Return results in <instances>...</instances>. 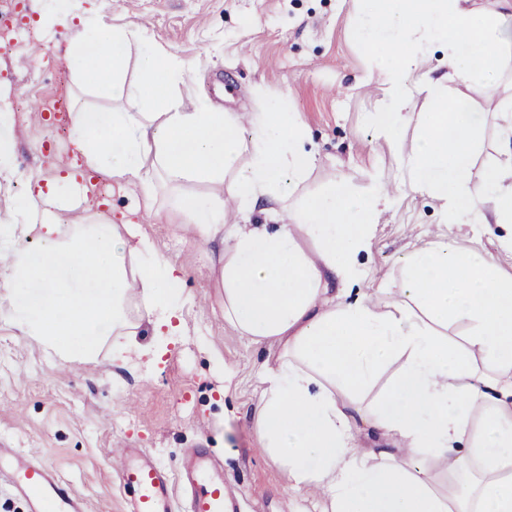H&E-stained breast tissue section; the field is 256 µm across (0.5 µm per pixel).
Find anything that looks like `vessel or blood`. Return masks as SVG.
Returning a JSON list of instances; mask_svg holds the SVG:
<instances>
[{
  "instance_id": "obj_1",
  "label": "vessel or blood",
  "mask_w": 512,
  "mask_h": 512,
  "mask_svg": "<svg viewBox=\"0 0 512 512\" xmlns=\"http://www.w3.org/2000/svg\"><path fill=\"white\" fill-rule=\"evenodd\" d=\"M128 497V512H173V490L182 488L188 512H233L224 476L210 462L186 451L176 468L138 448L123 449L110 465ZM0 477L10 480L28 512H86L72 486L44 461L21 455L0 438Z\"/></svg>"
}]
</instances>
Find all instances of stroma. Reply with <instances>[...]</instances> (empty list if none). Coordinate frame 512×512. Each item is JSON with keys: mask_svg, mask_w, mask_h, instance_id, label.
<instances>
[{"mask_svg": "<svg viewBox=\"0 0 512 512\" xmlns=\"http://www.w3.org/2000/svg\"><path fill=\"white\" fill-rule=\"evenodd\" d=\"M108 24L139 26L148 42L165 46L189 68L195 95L227 112L266 111L282 101L310 129L320 166L307 191L350 179L364 190L370 176L400 185L377 221L363 286L399 290L403 259L439 232L438 204L406 187L400 155L369 122L389 102L386 76L365 53L355 32L358 0H98ZM33 0H20L17 15L0 24V86L9 96L7 140L17 168L0 188V225L32 183L59 181V159L78 160L69 118L46 116L57 96L68 110L109 109L118 99L78 89L67 65L69 32L35 26ZM484 114L473 181L497 159L496 101L480 86L451 85ZM43 109L33 112L31 101ZM100 177L84 182V213L116 224L140 225L165 259L182 272L176 284L183 328L157 337L143 326L142 349L112 357L100 343L90 362L66 364L0 315V434L24 454L42 458L86 501L88 512H125V497L107 467L111 451L141 448L165 466L185 449L199 448L223 469L237 512H321L317 495L294 492L281 470L255 451V421L262 364L278 346L256 344L224 322L217 292L220 241L184 236L168 185L145 210L138 182H112L109 200Z\"/></svg>", "mask_w": 512, "mask_h": 512, "instance_id": "stroma-1", "label": "stroma"}]
</instances>
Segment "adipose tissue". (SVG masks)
<instances>
[{
	"instance_id": "adipose-tissue-1",
	"label": "adipose tissue",
	"mask_w": 512,
	"mask_h": 512,
	"mask_svg": "<svg viewBox=\"0 0 512 512\" xmlns=\"http://www.w3.org/2000/svg\"><path fill=\"white\" fill-rule=\"evenodd\" d=\"M362 2L356 32L390 84V105L371 125L396 146L415 125L401 153L412 189L439 202L441 223L502 227L498 242L512 253V111L501 113L496 166L475 184L484 116L448 95L455 81L496 98L490 74L512 56L503 29L512 0L491 13L470 0ZM36 10L41 26L74 31L68 62L78 85L124 93L121 107L71 114L88 171L137 181L148 209L156 174L183 187L231 180L229 195L186 192L176 209L186 233L224 243L225 323L279 347L261 371L257 451L289 488L318 494L323 512H512V271L443 235L406 255L398 297L381 288L346 301L393 188L374 178L356 194L345 179L304 192L320 159L298 113L273 121L194 100L185 63L162 45L142 48L139 27L107 26L94 0H39ZM436 44L449 72L418 85L429 111L409 112L408 82ZM262 199L275 205L274 226L243 223ZM63 208L41 190L15 206L0 308L67 361L92 360L105 340L112 357H127L143 325L170 324L180 274L134 225L65 224ZM451 324L466 327L462 341L447 336ZM363 428L388 447H358Z\"/></svg>"
}]
</instances>
